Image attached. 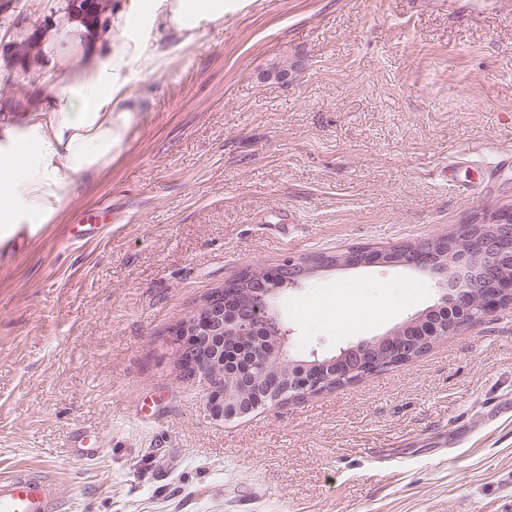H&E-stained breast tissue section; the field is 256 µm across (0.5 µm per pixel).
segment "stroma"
Listing matches in <instances>:
<instances>
[{"mask_svg": "<svg viewBox=\"0 0 512 512\" xmlns=\"http://www.w3.org/2000/svg\"><path fill=\"white\" fill-rule=\"evenodd\" d=\"M11 29L0 12V120L37 94ZM129 90L122 150L0 241V471L56 478L59 512H512V305L231 421L180 378L172 336L247 266L512 210V0H250ZM105 207L101 238L64 244ZM439 298L391 266L321 271L271 304L309 359Z\"/></svg>", "mask_w": 512, "mask_h": 512, "instance_id": "stroma-1", "label": "stroma"}]
</instances>
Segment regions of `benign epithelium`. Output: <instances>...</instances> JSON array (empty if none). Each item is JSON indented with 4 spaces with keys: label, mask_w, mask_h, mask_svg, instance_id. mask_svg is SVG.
I'll list each match as a JSON object with an SVG mask.
<instances>
[{
    "label": "benign epithelium",
    "mask_w": 512,
    "mask_h": 512,
    "mask_svg": "<svg viewBox=\"0 0 512 512\" xmlns=\"http://www.w3.org/2000/svg\"><path fill=\"white\" fill-rule=\"evenodd\" d=\"M457 233L465 234L468 245L454 248L446 237L430 240L427 246L418 250L401 251L398 248L384 250L372 260L335 257L322 254L307 258H290L281 264L268 268L269 278L288 279L293 285L324 268L345 265L347 267L408 266L430 272L438 281L442 290L440 301L448 307L459 310V315L450 317L443 335L450 336L461 328L480 321L495 309L512 302V279L494 285L481 303H474L472 288L479 282L497 276L508 264L512 265V212L494 211L461 225ZM273 282L256 290L257 300L242 301L235 311L231 324L224 323L223 310L219 302L208 301L200 307L189 321L181 324L174 332L179 345V354L193 351L199 356L191 380L205 382L209 385L206 400L208 416L215 420H233L250 414L268 405H282L287 397L293 401L322 394L329 389V382H314L308 376L311 364L299 363L300 369L289 373L288 382L279 383V378L269 375V386L264 399L257 403L244 397L246 380L239 377L220 384L213 382L212 373L221 367L218 362L217 348L212 339L216 336L229 335L244 338L252 328L257 316H264V322L271 326L274 335V351L278 359H284L283 342L286 331L282 329L278 318L270 315L266 297ZM376 349L371 342H360L343 350L341 359L351 360L352 372H358L368 355L365 350Z\"/></svg>",
    "instance_id": "1"
}]
</instances>
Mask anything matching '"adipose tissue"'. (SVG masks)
Returning <instances> with one entry per match:
<instances>
[{"mask_svg":"<svg viewBox=\"0 0 512 512\" xmlns=\"http://www.w3.org/2000/svg\"><path fill=\"white\" fill-rule=\"evenodd\" d=\"M246 0H116L102 20L61 13L43 33L35 69L42 99L0 121V239L42 224L75 176L106 165L140 110L135 75L166 71L210 25Z\"/></svg>","mask_w":512,"mask_h":512,"instance_id":"1","label":"adipose tissue"}]
</instances>
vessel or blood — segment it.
Here are the masks:
<instances>
[{"label": "vessel or blood", "mask_w": 512, "mask_h": 512, "mask_svg": "<svg viewBox=\"0 0 512 512\" xmlns=\"http://www.w3.org/2000/svg\"><path fill=\"white\" fill-rule=\"evenodd\" d=\"M60 505L52 479L22 468L0 474V512H58Z\"/></svg>", "instance_id": "1"}]
</instances>
